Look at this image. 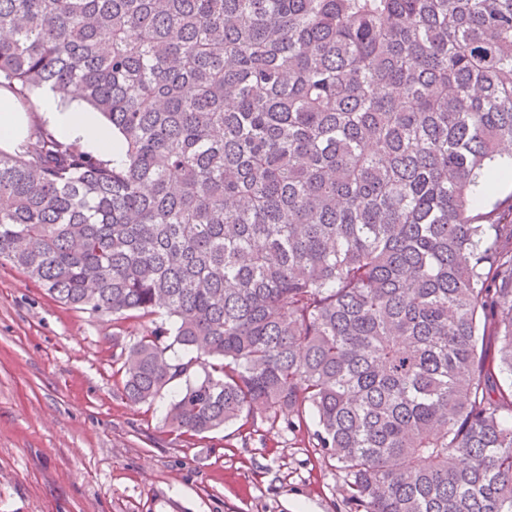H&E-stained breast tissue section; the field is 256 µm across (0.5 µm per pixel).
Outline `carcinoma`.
Returning <instances> with one entry per match:
<instances>
[{
    "instance_id": "carcinoma-1",
    "label": "carcinoma",
    "mask_w": 512,
    "mask_h": 512,
    "mask_svg": "<svg viewBox=\"0 0 512 512\" xmlns=\"http://www.w3.org/2000/svg\"><path fill=\"white\" fill-rule=\"evenodd\" d=\"M0 149V262L161 315L114 355L174 433L313 418L348 512H512V0H0V90L71 87ZM495 344L489 353L488 341ZM31 98L38 106L39 118L61 139L77 142L85 150L110 161L121 155L120 142L112 134V128L99 113L85 105L77 88L72 90L66 104H61L51 91H46L43 95L41 92H34Z\"/></svg>"
}]
</instances>
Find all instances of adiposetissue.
Returning a JSON list of instances; mask_svg holds the SVG:
<instances>
[{"label":"adipose tissue","mask_w":512,"mask_h":512,"mask_svg":"<svg viewBox=\"0 0 512 512\" xmlns=\"http://www.w3.org/2000/svg\"><path fill=\"white\" fill-rule=\"evenodd\" d=\"M40 119L63 140L79 143L85 150L112 159L119 157L121 146L99 113L84 103L80 90H73L68 102H60L53 92L41 100Z\"/></svg>","instance_id":"adipose-tissue-1"}]
</instances>
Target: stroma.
<instances>
[{"label": "stroma", "instance_id": "35a3bbf8", "mask_svg": "<svg viewBox=\"0 0 512 512\" xmlns=\"http://www.w3.org/2000/svg\"><path fill=\"white\" fill-rule=\"evenodd\" d=\"M151 319L52 300L0 264V512H345L309 428L263 414L189 438L128 400L112 360Z\"/></svg>", "mask_w": 512, "mask_h": 512}]
</instances>
